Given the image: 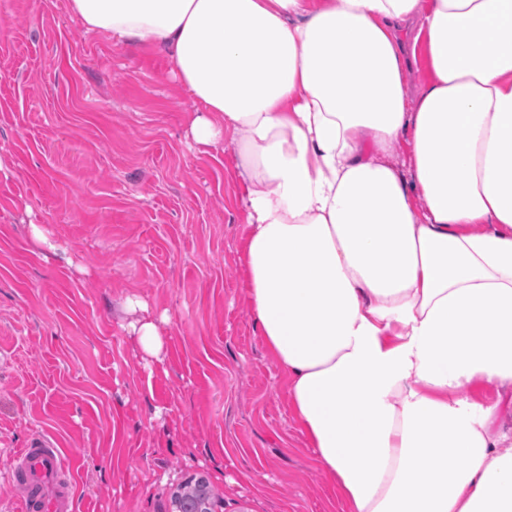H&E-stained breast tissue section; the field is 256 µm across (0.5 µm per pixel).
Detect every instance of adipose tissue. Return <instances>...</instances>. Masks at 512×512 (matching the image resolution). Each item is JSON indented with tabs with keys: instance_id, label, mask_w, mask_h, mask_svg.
I'll return each instance as SVG.
<instances>
[{
	"instance_id": "adipose-tissue-1",
	"label": "adipose tissue",
	"mask_w": 512,
	"mask_h": 512,
	"mask_svg": "<svg viewBox=\"0 0 512 512\" xmlns=\"http://www.w3.org/2000/svg\"><path fill=\"white\" fill-rule=\"evenodd\" d=\"M67 9L166 48L233 145L251 310L348 512H512V0Z\"/></svg>"
}]
</instances>
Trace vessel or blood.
I'll return each instance as SVG.
<instances>
[{
	"instance_id": "obj_1",
	"label": "vessel or blood",
	"mask_w": 512,
	"mask_h": 512,
	"mask_svg": "<svg viewBox=\"0 0 512 512\" xmlns=\"http://www.w3.org/2000/svg\"><path fill=\"white\" fill-rule=\"evenodd\" d=\"M11 476L22 512H72L73 490L54 442L33 438L15 458Z\"/></svg>"
}]
</instances>
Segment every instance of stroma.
<instances>
[{"label": "stroma", "instance_id": "1", "mask_svg": "<svg viewBox=\"0 0 512 512\" xmlns=\"http://www.w3.org/2000/svg\"><path fill=\"white\" fill-rule=\"evenodd\" d=\"M172 68L87 33L66 0H0V512L37 435L76 512H173L193 476L215 512H346L247 301L232 149L187 138ZM130 296L161 360L125 328Z\"/></svg>", "mask_w": 512, "mask_h": 512}]
</instances>
